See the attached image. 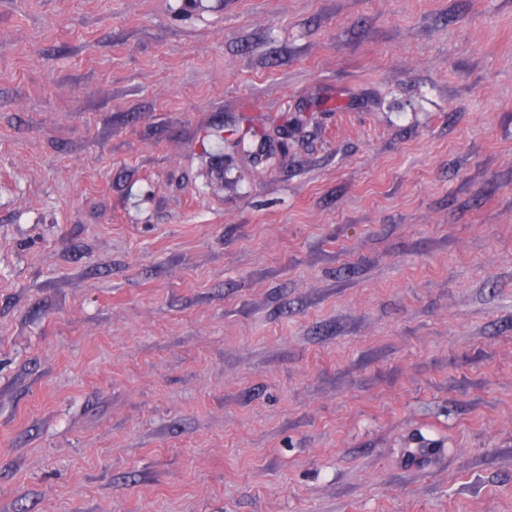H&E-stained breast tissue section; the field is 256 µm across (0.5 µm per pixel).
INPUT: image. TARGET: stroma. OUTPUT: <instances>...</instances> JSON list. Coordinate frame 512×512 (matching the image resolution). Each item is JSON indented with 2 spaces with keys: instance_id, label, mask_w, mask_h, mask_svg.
<instances>
[{
  "instance_id": "35a3bbf8",
  "label": "stroma",
  "mask_w": 512,
  "mask_h": 512,
  "mask_svg": "<svg viewBox=\"0 0 512 512\" xmlns=\"http://www.w3.org/2000/svg\"><path fill=\"white\" fill-rule=\"evenodd\" d=\"M0 512H512V0H0Z\"/></svg>"
}]
</instances>
